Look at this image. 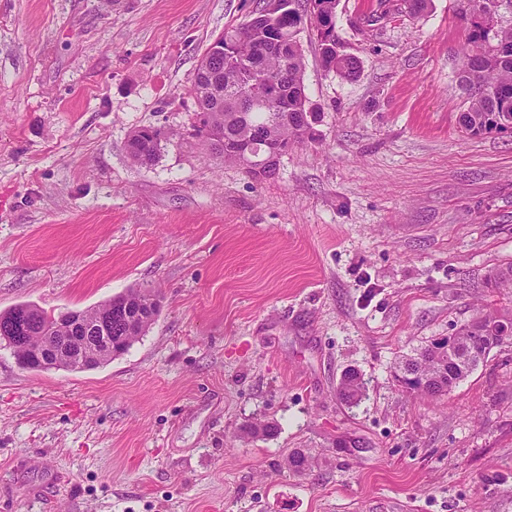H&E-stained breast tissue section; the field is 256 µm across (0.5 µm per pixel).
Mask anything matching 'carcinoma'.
Returning a JSON list of instances; mask_svg holds the SVG:
<instances>
[{"label":"carcinoma","instance_id":"carcinoma-1","mask_svg":"<svg viewBox=\"0 0 512 512\" xmlns=\"http://www.w3.org/2000/svg\"><path fill=\"white\" fill-rule=\"evenodd\" d=\"M338 0H310V26L316 33L320 60L327 71L349 78L355 75L357 61L344 53L336 31ZM461 17L466 23V51L458 73L460 87L467 94L469 107L462 113L459 124L463 132L479 137L493 132H512V27L495 26L490 4L492 0H464ZM286 10L278 17L258 14L249 21L224 29L220 40L231 45L237 62L224 63L220 71L218 93L202 86L197 89V113H209L198 118L197 134L205 148L221 160L240 166L256 180H266L275 171L258 172L246 163L244 149L252 129L270 126L277 138L301 142L310 136V123L304 109V56L300 33L304 14L302 0H284ZM282 39L288 48L280 50L270 39ZM252 67L265 73H277L288 68V111L270 108L248 109L241 102L240 71ZM161 148V131L144 127L129 140L132 160L138 164L153 161ZM494 288H512V262L491 271L488 277ZM159 307L149 289L130 288L125 293L92 308L81 311L91 324L112 314H143L130 326L122 322L97 328V335L110 336L115 342L114 355L124 353L153 323ZM26 315L38 321L33 330L32 345L40 347L49 341L54 331L50 317L26 304L0 313V326ZM512 337V310L482 308L456 332L453 344L447 348L432 341L409 359L403 370L420 373L429 379V388L422 394L446 396L468 377L490 351L501 344L502 337ZM339 393L349 405L358 404L366 394V383L359 373L340 382ZM288 466L296 473L310 469L309 455L297 450L288 458Z\"/></svg>","mask_w":512,"mask_h":512}]
</instances>
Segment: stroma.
<instances>
[{
	"mask_svg": "<svg viewBox=\"0 0 512 512\" xmlns=\"http://www.w3.org/2000/svg\"><path fill=\"white\" fill-rule=\"evenodd\" d=\"M368 2L336 8L356 78L302 36L312 136L260 182L193 135L192 85L262 0H0V312L160 300L93 370L0 348V512H512V343L437 400L396 377L512 309L485 284L512 261V133L460 129V0L374 25ZM145 126L170 141L140 166ZM350 372L346 373L343 378ZM343 378L339 387L342 399L349 405L358 404L366 394V383L357 372L346 380Z\"/></svg>",
	"mask_w": 512,
	"mask_h": 512,
	"instance_id": "obj_1",
	"label": "stroma"
}]
</instances>
